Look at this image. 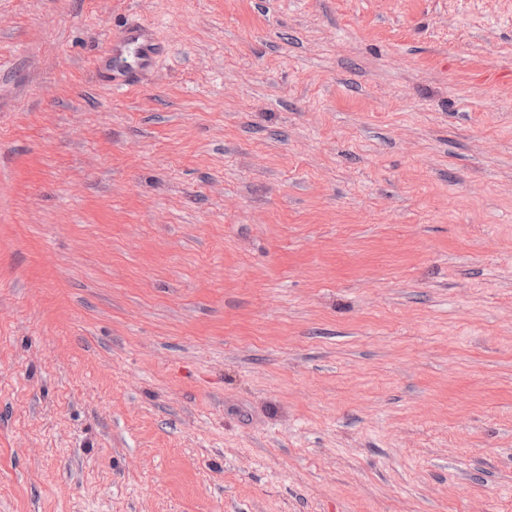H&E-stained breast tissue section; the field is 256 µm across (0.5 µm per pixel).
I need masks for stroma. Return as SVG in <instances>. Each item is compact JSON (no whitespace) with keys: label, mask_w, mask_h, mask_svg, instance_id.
I'll return each mask as SVG.
<instances>
[{"label":"stroma","mask_w":512,"mask_h":512,"mask_svg":"<svg viewBox=\"0 0 512 512\" xmlns=\"http://www.w3.org/2000/svg\"><path fill=\"white\" fill-rule=\"evenodd\" d=\"M0 512H512V0H0ZM130 45H135L134 69L140 73L152 70L157 62L152 30L145 26H132L113 35L112 57L120 60Z\"/></svg>","instance_id":"stroma-1"}]
</instances>
